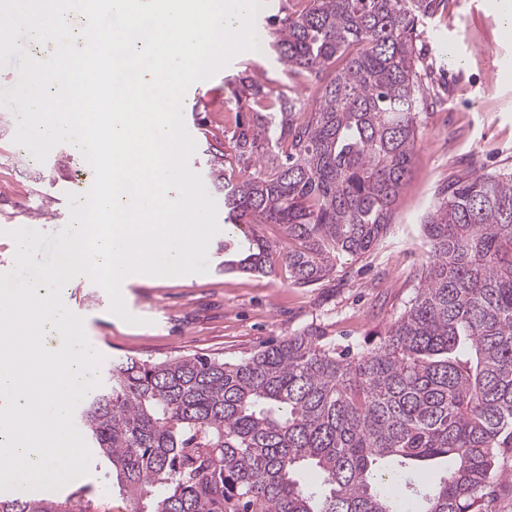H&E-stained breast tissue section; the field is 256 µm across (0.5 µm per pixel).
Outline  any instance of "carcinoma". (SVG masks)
<instances>
[{
    "label": "carcinoma",
    "mask_w": 512,
    "mask_h": 512,
    "mask_svg": "<svg viewBox=\"0 0 512 512\" xmlns=\"http://www.w3.org/2000/svg\"><path fill=\"white\" fill-rule=\"evenodd\" d=\"M271 19L269 45L316 103L244 79L228 136L242 177L210 175L224 222L277 224L224 238V270L269 273L278 255L312 286L387 235L429 107L417 27L448 0H300ZM343 59L342 68L335 67ZM415 296L356 354L319 327L238 362L119 359L77 408L86 442L133 512H485L512 448V172L447 187L428 212ZM452 457L439 483L429 464ZM313 468L320 487L300 484ZM65 499L0 497V512H90Z\"/></svg>",
    "instance_id": "obj_1"
}]
</instances>
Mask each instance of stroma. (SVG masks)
<instances>
[{
    "mask_svg": "<svg viewBox=\"0 0 512 512\" xmlns=\"http://www.w3.org/2000/svg\"><path fill=\"white\" fill-rule=\"evenodd\" d=\"M498 0H448L443 16L426 20L418 41L437 105L421 113L416 157L386 237L361 258H342L331 277L310 287L293 284L284 266L264 275L225 271L224 254L208 250V270L176 278L135 281L124 290L130 325L110 311L103 290L82 280L64 289L66 305L84 319L90 343L106 360L126 356L160 361L197 354L234 362L308 326H320L337 344L357 349L377 343L415 294L416 275L428 254L421 224L448 185L476 173L512 171V32L502 29ZM287 81L272 51L249 52L186 93L185 110L199 148L191 168L206 174L207 138L232 131L226 111L242 71ZM18 113L0 107L8 126L0 135V231L26 227L58 233L69 220L62 189H77L89 171L80 153L62 144L48 156L45 181L13 142ZM112 472L93 459L88 476L55 490L63 498L83 489L92 512H127L112 490Z\"/></svg>",
    "mask_w": 512,
    "mask_h": 512,
    "instance_id": "obj_1",
    "label": "stroma"
}]
</instances>
